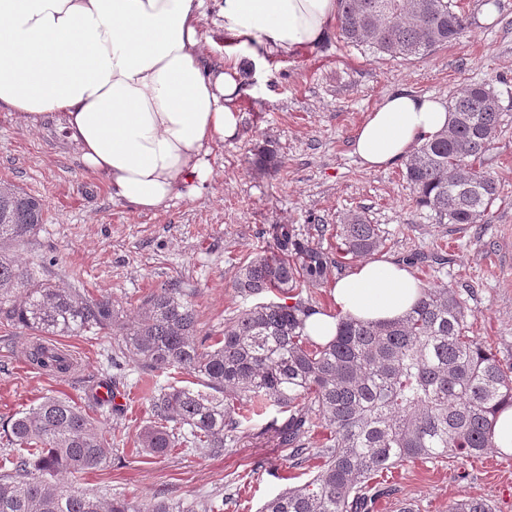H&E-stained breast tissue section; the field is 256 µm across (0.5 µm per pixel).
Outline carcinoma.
I'll use <instances>...</instances> for the list:
<instances>
[{
	"instance_id": "cac0c4a2",
	"label": "carcinoma",
	"mask_w": 512,
	"mask_h": 512,
	"mask_svg": "<svg viewBox=\"0 0 512 512\" xmlns=\"http://www.w3.org/2000/svg\"><path fill=\"white\" fill-rule=\"evenodd\" d=\"M340 41L394 58H421L467 33L453 0H337ZM447 129L423 142L405 164L418 205L443 224H486L499 197L497 180L481 168L500 127L493 89L474 83L448 105ZM252 164L280 166L263 146ZM40 201L20 188L0 187V325L38 336L98 331L115 351L146 369L177 370L196 385H170L152 397L153 421L138 434L140 452L164 456L181 446L224 451V439L241 425V409L260 414L266 401L288 414L270 429L290 449L292 466L307 459L308 437L322 426L328 444L309 482L267 501L262 512H372L395 492L378 480L406 462L479 458L494 447L492 426L512 406V366L490 344L466 335L467 304L445 285L428 287L404 317L388 323L342 319L325 345L305 334L316 307L301 289L328 279L335 259L310 247L288 224L272 227L276 250L237 267L233 288L241 297L276 291L293 303H258L202 336L195 306L178 288H161L129 321L112 299L62 288L24 265L9 249L36 235ZM345 255L367 257L383 246L378 226L359 213L336 230ZM38 369L65 373L60 348L41 342L28 351ZM86 406L46 395L9 423L0 455V512H214L153 497L129 501L69 489L61 476L99 468L112 450V431L89 413L100 406L95 388ZM448 512H496L483 497L453 503Z\"/></svg>"
}]
</instances>
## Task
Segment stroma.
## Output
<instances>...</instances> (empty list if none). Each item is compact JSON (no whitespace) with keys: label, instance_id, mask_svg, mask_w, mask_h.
Here are the masks:
<instances>
[{"label":"stroma","instance_id":"1","mask_svg":"<svg viewBox=\"0 0 512 512\" xmlns=\"http://www.w3.org/2000/svg\"><path fill=\"white\" fill-rule=\"evenodd\" d=\"M468 25L459 42L408 60L343 45L337 29L297 52H280L261 71L241 75L236 138L218 144L213 177L193 198L156 211L136 212L113 199L105 180L87 171L59 117L22 127L0 111V183L40 198L46 222L21 246L23 263L65 288L109 296L124 314L160 288H180L199 314L201 329L220 333L228 319L253 306L235 294L236 266L270 250L269 225L289 224L310 246L337 254L335 226L350 213L379 226L380 255L412 260L426 286L445 284L468 299L469 335L487 341L497 359L512 361V0H456ZM489 84L498 94L502 122L482 159L501 188L490 223L441 224L418 206L404 164L363 168L352 153L353 134L365 115L392 92L407 89L449 101L467 85ZM272 145L281 160L274 172L256 170L254 151ZM324 232H317V225ZM444 264H436L434 255ZM27 333L0 326V423L47 394L82 402L87 380L112 378L122 405L102 408L99 420L117 439L105 465L65 476L77 491L108 498L161 496L194 505L222 502L223 512H261L283 490L305 484L314 464L289 468L288 451L266 428L276 406L242 425L221 455L188 448L159 457L138 456L135 440L152 418L157 389L181 375H159L129 356L110 369V337L84 333L56 343L76 355L69 375L48 376L17 354ZM395 497L374 512H448L456 501L482 496L499 512H512V455L408 463L394 471Z\"/></svg>","mask_w":512,"mask_h":512}]
</instances>
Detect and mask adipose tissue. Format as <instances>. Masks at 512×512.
<instances>
[{
  "label": "adipose tissue",
  "instance_id": "1",
  "mask_svg": "<svg viewBox=\"0 0 512 512\" xmlns=\"http://www.w3.org/2000/svg\"><path fill=\"white\" fill-rule=\"evenodd\" d=\"M216 6L224 59L204 50L200 22ZM336 0H0V109L28 126L60 115L83 166L135 211L165 206L210 181L216 143L239 128L241 71L314 47ZM448 125L439 99L399 90L368 113L352 153L369 171L407 159ZM411 266L368 259L332 286L335 309L306 332L332 340L340 319L386 323L413 307Z\"/></svg>",
  "mask_w": 512,
  "mask_h": 512
}]
</instances>
